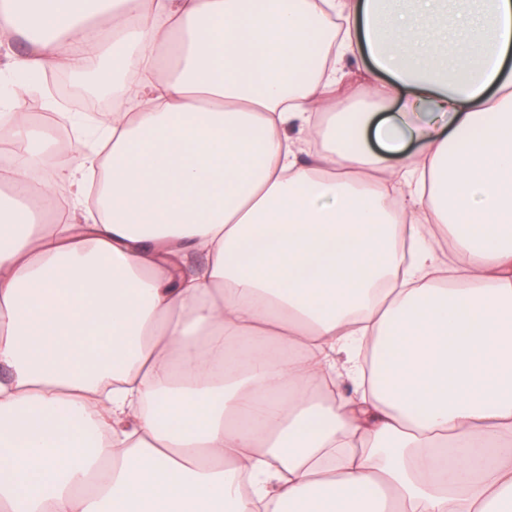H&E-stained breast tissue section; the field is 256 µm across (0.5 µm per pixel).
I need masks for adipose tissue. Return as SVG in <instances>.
Wrapping results in <instances>:
<instances>
[{
    "mask_svg": "<svg viewBox=\"0 0 512 512\" xmlns=\"http://www.w3.org/2000/svg\"><path fill=\"white\" fill-rule=\"evenodd\" d=\"M18 37L1 81L115 106L65 160L0 106V512H512V0H0Z\"/></svg>",
    "mask_w": 512,
    "mask_h": 512,
    "instance_id": "1",
    "label": "adipose tissue"
}]
</instances>
